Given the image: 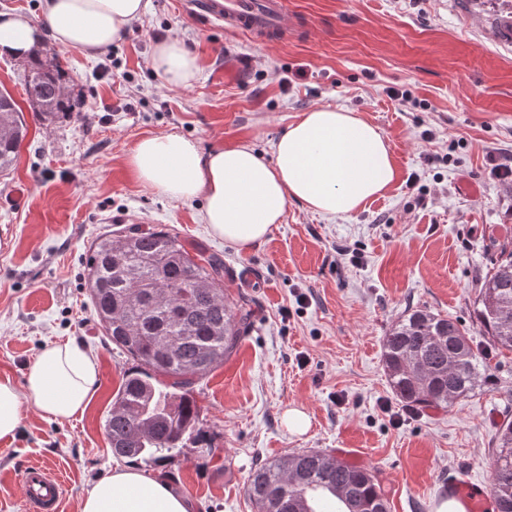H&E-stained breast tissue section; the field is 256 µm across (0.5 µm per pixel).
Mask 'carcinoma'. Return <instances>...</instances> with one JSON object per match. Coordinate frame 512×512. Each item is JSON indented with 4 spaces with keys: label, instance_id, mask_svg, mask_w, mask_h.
<instances>
[{
    "label": "carcinoma",
    "instance_id": "1",
    "mask_svg": "<svg viewBox=\"0 0 512 512\" xmlns=\"http://www.w3.org/2000/svg\"><path fill=\"white\" fill-rule=\"evenodd\" d=\"M61 63L40 49L23 70L27 101L39 118L72 114ZM0 171L8 170L27 133L22 110L0 92ZM224 260L155 228L129 227L99 236L90 247L86 286L99 324L131 361L112 412L104 421L112 455L158 468L183 449L202 448L199 407L192 395L238 347L253 323L249 303L224 297ZM480 329L494 347L512 351V246H501L480 285ZM393 394L413 408L444 409L470 396L481 360L457 321L411 309L383 343ZM496 512H512V421L493 443ZM246 491L257 512H389L374 473L309 449L258 466Z\"/></svg>",
    "mask_w": 512,
    "mask_h": 512
}]
</instances>
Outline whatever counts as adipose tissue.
<instances>
[{
  "instance_id": "1",
  "label": "adipose tissue",
  "mask_w": 512,
  "mask_h": 512,
  "mask_svg": "<svg viewBox=\"0 0 512 512\" xmlns=\"http://www.w3.org/2000/svg\"><path fill=\"white\" fill-rule=\"evenodd\" d=\"M149 0H44L43 26L0 15V53L24 56L42 37L62 50L92 55L120 40ZM152 66L171 88L192 85L199 64L182 41L152 51ZM144 185L174 201L203 199V221L214 237L242 250L262 243L282 223L289 200L325 216L356 213L381 195L397 170L387 138L356 113L320 106L304 112L273 144L271 160L247 144L202 152L179 135L146 136L129 156ZM98 376L96 358L77 343L46 345L29 365L25 392L0 380V439L14 436L22 403L66 420L84 411ZM188 497L134 465H116L84 494L80 512H190Z\"/></svg>"
}]
</instances>
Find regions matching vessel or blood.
Wrapping results in <instances>:
<instances>
[{
	"mask_svg": "<svg viewBox=\"0 0 512 512\" xmlns=\"http://www.w3.org/2000/svg\"><path fill=\"white\" fill-rule=\"evenodd\" d=\"M183 6L194 15L218 21L260 43L280 41L286 34L284 0H184ZM27 505L35 512H60L61 480L45 467L25 469L21 481Z\"/></svg>",
	"mask_w": 512,
	"mask_h": 512,
	"instance_id": "1",
	"label": "vessel or blood"
}]
</instances>
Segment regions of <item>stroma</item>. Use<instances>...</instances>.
<instances>
[{
	"instance_id": "1",
	"label": "stroma",
	"mask_w": 512,
	"mask_h": 512,
	"mask_svg": "<svg viewBox=\"0 0 512 512\" xmlns=\"http://www.w3.org/2000/svg\"><path fill=\"white\" fill-rule=\"evenodd\" d=\"M512 0H288L287 40L260 44L185 15L179 0L147 14L104 55L41 48L69 70L78 105L44 121L28 111L21 58L0 55V91L25 111L27 134L0 173V379L24 387L42 347L75 340L98 360L86 409L63 421L23 408L0 439V512H26L22 474L40 463L63 477L61 512L112 472L103 430L128 357L103 335L85 261L102 234L132 224L170 231L219 253L230 302L256 311L235 354L197 383L209 448L170 459L166 479L194 512H255L245 491L264 461L330 449L376 475L391 512H436L454 481L490 492L492 442L512 419V352L476 322L478 285L512 240V41L496 24ZM179 38L200 63L187 88L163 87L153 34ZM407 91L401 103L390 89ZM357 113L389 141L397 178L348 217L292 200L283 223L247 251L213 237L202 199L175 202L139 183L127 158L149 135L201 150L244 142L263 159L303 112ZM348 255H339V248ZM428 309L471 331L487 382L445 411L410 410L391 392L383 340L408 310ZM311 419L290 433L282 414Z\"/></svg>"
}]
</instances>
